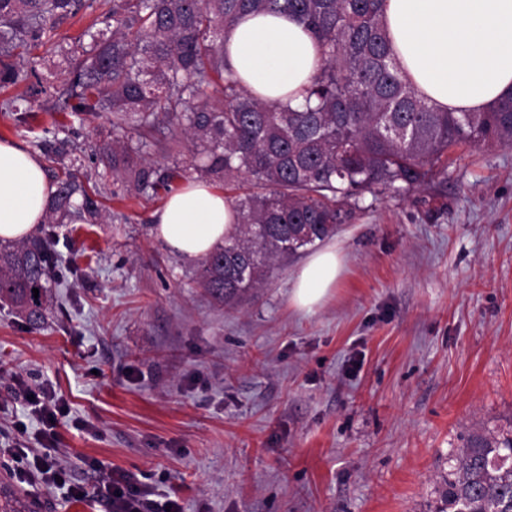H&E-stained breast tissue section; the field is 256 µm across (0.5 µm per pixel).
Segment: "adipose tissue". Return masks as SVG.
I'll return each mask as SVG.
<instances>
[{
  "mask_svg": "<svg viewBox=\"0 0 512 512\" xmlns=\"http://www.w3.org/2000/svg\"><path fill=\"white\" fill-rule=\"evenodd\" d=\"M393 58L417 96L442 112H480L512 93V0H383ZM227 63L241 85L269 103L299 104L320 66L311 33L285 14L243 16L224 36ZM55 188L27 149L0 141V241L33 236ZM152 232L183 262L205 257L234 229L230 200L187 182L151 215ZM335 247L311 254L293 278L291 301L318 306L341 273Z\"/></svg>",
  "mask_w": 512,
  "mask_h": 512,
  "instance_id": "1",
  "label": "adipose tissue"
}]
</instances>
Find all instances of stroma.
Returning a JSON list of instances; mask_svg holds the SVG:
<instances>
[{
  "label": "stroma",
  "instance_id": "obj_1",
  "mask_svg": "<svg viewBox=\"0 0 512 512\" xmlns=\"http://www.w3.org/2000/svg\"><path fill=\"white\" fill-rule=\"evenodd\" d=\"M0 140L69 137L105 218L55 225L62 277L39 330L0 307V448L37 447L17 379L64 395L52 454L88 498L31 492L0 466L15 512H104L98 459L182 512H433L469 435L512 428V148L458 149L423 192L388 193L333 236L322 305L297 309L283 262L240 306L212 302L152 233L165 192L118 198L92 154L107 116L53 110Z\"/></svg>",
  "mask_w": 512,
  "mask_h": 512
}]
</instances>
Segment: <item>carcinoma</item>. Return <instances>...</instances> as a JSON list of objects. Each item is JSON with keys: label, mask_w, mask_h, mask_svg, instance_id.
Wrapping results in <instances>:
<instances>
[{"label": "carcinoma", "mask_w": 512, "mask_h": 512, "mask_svg": "<svg viewBox=\"0 0 512 512\" xmlns=\"http://www.w3.org/2000/svg\"><path fill=\"white\" fill-rule=\"evenodd\" d=\"M382 0H0V89L38 79L42 48L68 67L62 95L72 112L112 116V141L98 146L125 191L142 195L175 178L212 177L238 190L235 233L203 260L199 287L235 306L264 286L274 267L332 236L364 195L422 189L446 170L448 150L512 147V94L483 112H438L402 78L380 20ZM99 12L103 28L65 43L57 27ZM293 15L316 39L322 64L293 108L252 95L234 79L224 33L247 13ZM0 109L22 132L23 95ZM177 127L192 158L160 171L148 151L179 154ZM134 132L136 138L128 136ZM59 159L65 138L35 143ZM100 193L77 174L58 179L48 223L75 208L102 217ZM49 233L0 246V300L38 328L58 262ZM38 289L34 294L32 289ZM435 512H512V435L471 436L449 459Z\"/></svg>", "instance_id": "cac0c4a2"}]
</instances>
